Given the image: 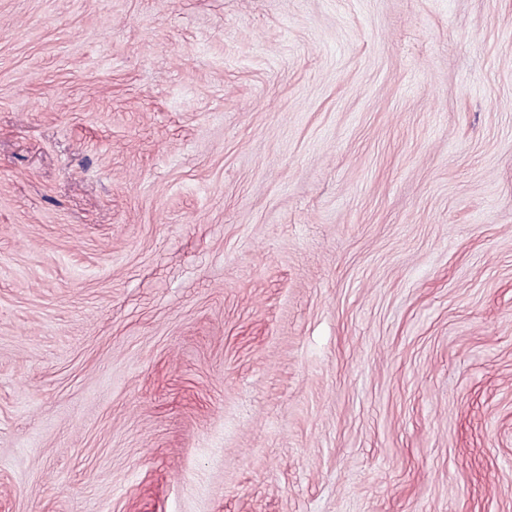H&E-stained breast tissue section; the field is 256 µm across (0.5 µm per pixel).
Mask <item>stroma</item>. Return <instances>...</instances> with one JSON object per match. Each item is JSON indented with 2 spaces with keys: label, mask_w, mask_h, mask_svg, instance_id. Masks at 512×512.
I'll use <instances>...</instances> for the list:
<instances>
[{
  "label": "stroma",
  "mask_w": 512,
  "mask_h": 512,
  "mask_svg": "<svg viewBox=\"0 0 512 512\" xmlns=\"http://www.w3.org/2000/svg\"><path fill=\"white\" fill-rule=\"evenodd\" d=\"M0 512H512V0H0Z\"/></svg>",
  "instance_id": "1"
}]
</instances>
